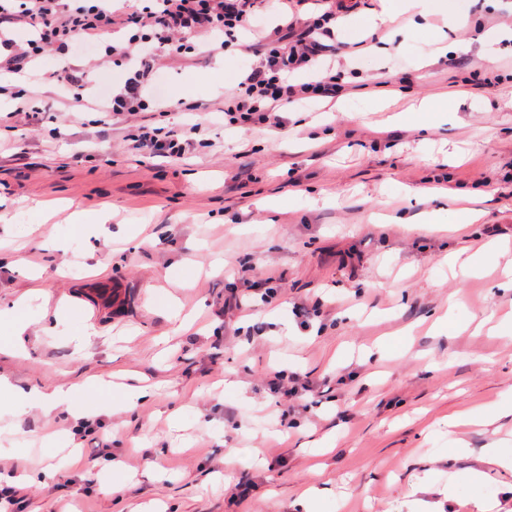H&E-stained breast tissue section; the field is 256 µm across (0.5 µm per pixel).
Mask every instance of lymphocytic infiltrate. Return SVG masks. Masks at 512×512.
<instances>
[{"instance_id":"1","label":"lymphocytic infiltrate","mask_w":512,"mask_h":512,"mask_svg":"<svg viewBox=\"0 0 512 512\" xmlns=\"http://www.w3.org/2000/svg\"><path fill=\"white\" fill-rule=\"evenodd\" d=\"M275 2L279 22L268 30L253 26L268 2ZM360 0H144L142 7L120 12L112 0H0V76H25L45 54L60 61L58 81L75 91L76 102L101 113L104 121L142 112H164L156 94L157 73L164 61L194 53L191 35L215 36V50L245 44L253 63L230 93L206 105L185 103L188 112L223 113L231 128L256 125L280 128L288 105L335 98L340 89L334 65L336 27L342 14L357 9ZM120 28L122 43L101 41V34ZM29 31L26 39L16 30ZM78 58L123 65L126 78L109 93L84 98L87 72ZM135 142L158 157L183 155L187 139L172 129L138 124Z\"/></svg>"}]
</instances>
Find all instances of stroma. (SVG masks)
<instances>
[{
	"instance_id": "obj_1",
	"label": "stroma",
	"mask_w": 512,
	"mask_h": 512,
	"mask_svg": "<svg viewBox=\"0 0 512 512\" xmlns=\"http://www.w3.org/2000/svg\"><path fill=\"white\" fill-rule=\"evenodd\" d=\"M338 39L357 50L335 100L289 107L274 132L210 113L196 134L210 147L178 158L135 145L123 120L100 139L53 54L26 85L39 114L10 117L0 98V305L30 312L26 335L0 323V374L150 390L127 411L120 390L90 392L89 423L0 401V496L18 512H299L312 484L317 512H408L418 481L475 512L512 486L480 462L493 443L512 457V417L469 430L459 455L446 426L512 404V333L469 326L512 311L494 268L512 260V0H432L423 16L367 0ZM251 61L166 67L159 90L208 103ZM101 209L107 242L70 220ZM456 253L479 267L449 266ZM477 467L479 484L461 479Z\"/></svg>"
}]
</instances>
